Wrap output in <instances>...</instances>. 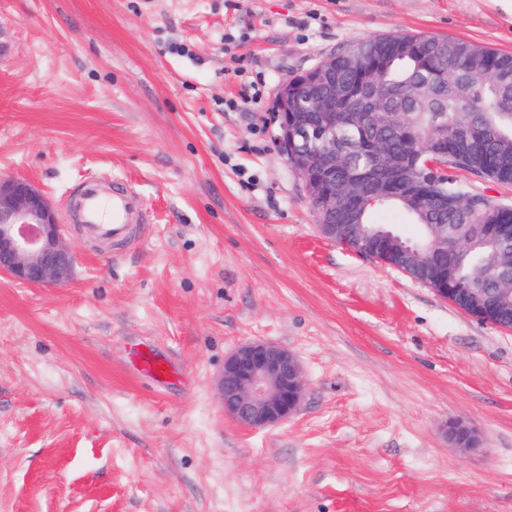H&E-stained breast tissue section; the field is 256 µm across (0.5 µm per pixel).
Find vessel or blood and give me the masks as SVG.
<instances>
[{
  "label": "vessel or blood",
  "instance_id": "obj_1",
  "mask_svg": "<svg viewBox=\"0 0 512 512\" xmlns=\"http://www.w3.org/2000/svg\"><path fill=\"white\" fill-rule=\"evenodd\" d=\"M79 217L81 223L87 224L91 235L116 245L131 241L137 225L151 221L144 199L131 191L120 177L112 181L111 196L86 191L82 196ZM130 362L137 372L158 381L167 380L172 374L169 363L146 349L133 351Z\"/></svg>",
  "mask_w": 512,
  "mask_h": 512
}]
</instances>
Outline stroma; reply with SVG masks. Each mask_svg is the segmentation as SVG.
<instances>
[{"label":"stroma","mask_w":512,"mask_h":512,"mask_svg":"<svg viewBox=\"0 0 512 512\" xmlns=\"http://www.w3.org/2000/svg\"><path fill=\"white\" fill-rule=\"evenodd\" d=\"M400 33L512 53L502 0H0V178L61 212L118 175L155 216L112 250L67 226L66 284L0 276V512H512V331L322 238L277 142L283 80ZM253 339L306 383L259 430L218 396ZM130 362L134 369L157 381H166L172 374V367L164 360L157 358L147 349H137L131 353ZM448 439L462 451L475 449L476 439L471 429L462 421L457 420L448 425Z\"/></svg>","instance_id":"1"}]
</instances>
